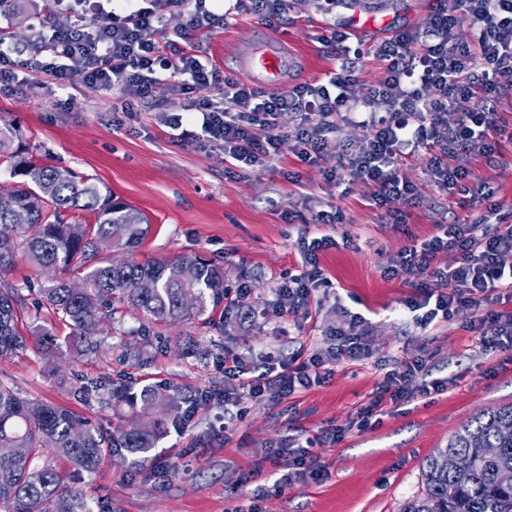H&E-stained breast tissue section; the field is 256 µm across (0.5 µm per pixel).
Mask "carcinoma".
I'll return each instance as SVG.
<instances>
[{"mask_svg":"<svg viewBox=\"0 0 512 512\" xmlns=\"http://www.w3.org/2000/svg\"><path fill=\"white\" fill-rule=\"evenodd\" d=\"M18 129L0 124V168L18 181L5 192L11 201L0 207V276L16 251L40 280L39 303L61 316L70 328L79 355L97 350L96 336L122 325L133 311L147 322L189 321L203 317L224 300V269L200 256L139 262L132 258L150 231V220L137 207L119 201L95 179L70 169L44 164L15 145ZM86 212L91 223H72L70 214ZM129 256L112 265V254ZM195 265V277L182 276L185 264ZM79 274L74 288L67 274ZM142 279L156 287H137ZM26 305L22 288L0 284V358L27 348L17 329ZM199 395L166 383H146L136 389L112 384L104 403L112 408L119 428L107 434L81 422L72 411L20 396L0 382V449L23 448L22 454L0 452V512H85L75 508L68 490V473L54 464L66 460L76 471L93 472L107 457L130 454L143 460L167 432L169 418L183 415ZM512 405L488 412L465 426L437 449L423 465L424 495L403 512H512V486L498 479L512 468ZM485 448L502 452L489 458ZM468 456L466 471L453 467Z\"/></svg>","mask_w":512,"mask_h":512,"instance_id":"cac0c4a2","label":"carcinoma"}]
</instances>
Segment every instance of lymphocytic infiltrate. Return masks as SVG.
Returning <instances> with one entry per match:
<instances>
[{
  "mask_svg": "<svg viewBox=\"0 0 512 512\" xmlns=\"http://www.w3.org/2000/svg\"><path fill=\"white\" fill-rule=\"evenodd\" d=\"M88 0H56L62 26L51 36L30 30L23 37H0V83H12L19 71L46 77L59 87L80 82L87 91H118L127 103H146L158 85H165L179 110L162 114L171 128L200 121L203 137L222 145L231 166L266 169L276 155L281 135H288L300 161L317 162L332 149L330 133L353 124L367 129L363 139L347 144L336 168L326 172L329 186L361 182L372 187L371 199L390 224L406 220L415 205L413 185L400 175L407 157L425 153V174L432 187L446 195L468 196L482 204L473 224H439L429 239L404 247L390 258L388 277L432 272L449 283V291L423 292L405 306L421 312L424 323L465 316L468 329L480 333L490 348L512 347V314L493 308L494 295L505 287V260L512 257V225L493 204L492 190L470 185L468 162L479 156L495 164L500 144L512 140V122L497 110L504 92L512 89V0H440L419 31H399L374 50L385 64V77L362 97L351 88L355 68L364 53L351 45L349 33L336 29L321 43L336 50L338 67L327 81L306 82L277 94L253 85L222 80L202 63L191 40L223 23L214 0H167L185 7L188 29L179 39H146V30L161 21L157 0H136L123 12L97 8L85 20ZM474 29L471 39L456 32L457 15ZM207 96H198V89ZM474 100L468 112H458L461 100ZM494 225L491 233L480 225ZM328 234L301 238L299 273L288 274L275 290L279 306L291 312L309 310L311 297L328 281L318 264V252L335 246ZM455 252L454 261L438 266L439 255ZM328 356L308 361L268 360L251 364L235 353L225 354L219 367L234 377L251 398H286L296 389L320 385L330 378L331 362L363 361L373 352L355 330L336 331ZM426 361L416 355L390 370L375 396L359 411L360 425L381 415L385 405L400 406L414 396H428L448 387L443 379L425 380ZM266 456L284 462V483L322 480L324 465L310 446L270 448Z\"/></svg>",
  "mask_w": 512,
  "mask_h": 512,
  "instance_id": "obj_1",
  "label": "lymphocytic infiltrate"
}]
</instances>
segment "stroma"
Segmentation results:
<instances>
[{"label": "stroma", "mask_w": 512, "mask_h": 512, "mask_svg": "<svg viewBox=\"0 0 512 512\" xmlns=\"http://www.w3.org/2000/svg\"><path fill=\"white\" fill-rule=\"evenodd\" d=\"M286 8L288 21L278 26L258 14L233 13L223 25L197 34L202 62L221 76L248 82L240 60L271 32L288 42L281 68L287 89L336 69L334 52L318 40L326 28L345 27L358 12L386 18L393 32L416 30L430 5L428 0H342L326 13L319 0H287ZM120 106L119 95L103 97L77 86L62 90L32 75L0 86V123L21 128L27 154L95 178L147 214L151 226L138 260L204 256L223 267L225 285L251 288L245 304L258 314L243 324L236 313L219 308L207 320L147 325V359L123 364L108 337L88 356H62L41 347L29 333L32 324L53 329L60 340L68 330L52 311L30 300L19 324L29 336L28 347L0 359V380L110 431L118 425L111 409L96 395L82 393V386L151 377L220 393L238 386L216 368L224 352L257 363L271 356L304 361L327 347L333 331L348 329L357 313L373 356L334 364L327 383L287 399L259 402L241 394L242 416L226 442L217 437L223 404L201 407L187 429L169 428L157 445V453L177 460L169 474L155 473L130 455L105 460L94 474H73L70 491L107 503L112 512H235L249 506L256 512H401L424 491L427 457L480 413L512 404V349H487L459 317L420 325L404 306L414 283L435 294L444 291V283L429 273L397 279L385 273L390 257L435 235L437 222H472L478 209L461 196L435 191L425 175L427 159L419 155L402 167L419 204L409 208L405 224H388L371 206L367 185H351L345 194L329 190L324 174L335 167V153L309 165L284 139L268 169H231L222 147L200 141L198 125L175 130L159 121L160 111L174 106L166 93L134 112ZM502 153L493 167L472 159L469 180L490 184L503 213L512 214V141L503 143ZM320 210L343 215L341 224L326 228L338 246L318 255L329 285L317 292L309 313L284 311L274 303L275 289L284 275L300 268L298 241ZM189 337L197 340L196 349H186ZM414 354L426 357L429 378L447 380V390L414 397L388 409L380 422L356 427L360 408L387 372ZM334 426L346 428L345 438L314 450L327 477L282 485L284 467L266 459L265 449Z\"/></svg>", "instance_id": "1"}]
</instances>
